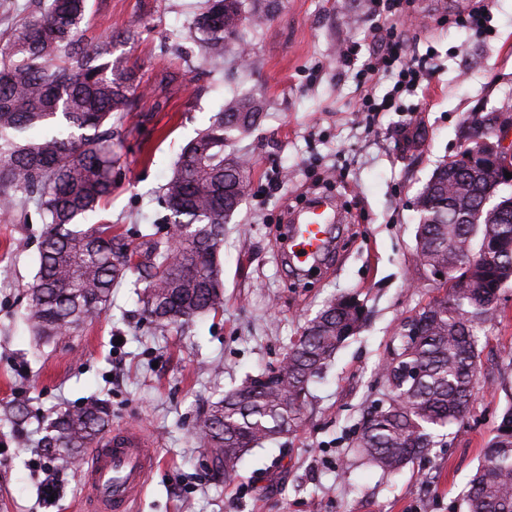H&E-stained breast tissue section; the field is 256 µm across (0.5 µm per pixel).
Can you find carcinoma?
<instances>
[{"mask_svg":"<svg viewBox=\"0 0 512 512\" xmlns=\"http://www.w3.org/2000/svg\"><path fill=\"white\" fill-rule=\"evenodd\" d=\"M253 0H206L193 19L205 63H224V44L248 20L267 19ZM88 0H38L36 9L0 46V210L34 206L45 224L39 269L25 319L38 336H69L98 317L112 301V288L143 272V311L158 325L188 323L224 308L218 257L224 221L241 205L250 160L224 154L232 134L250 132L264 101L236 96L211 124L186 144L162 187L164 222L180 236L173 248L151 242L146 261L88 217L112 192V116L128 112L142 86L108 37L93 47L82 41ZM467 160L443 164L417 191L416 243L420 268L448 263L450 288L415 316L414 336L399 335L381 372L388 399L359 435L360 455L374 469L393 475L432 447L440 429L460 421L480 373L479 334L498 317L501 282L512 281V208L507 219L481 207L493 191L512 204V186L498 189L488 172L473 178ZM497 242L492 261L457 266L487 238ZM358 307L342 296L307 322L303 339L290 346L285 366L246 377L210 405L199 420L200 446L212 449L215 468L231 475L261 442L297 426L309 385L321 377L339 348L364 324ZM417 367L420 376L406 375ZM106 403L93 399L54 413L38 444L52 466L68 471L82 450L109 426ZM468 512H512V407L484 450L466 492Z\"/></svg>","mask_w":512,"mask_h":512,"instance_id":"obj_1","label":"carcinoma"}]
</instances>
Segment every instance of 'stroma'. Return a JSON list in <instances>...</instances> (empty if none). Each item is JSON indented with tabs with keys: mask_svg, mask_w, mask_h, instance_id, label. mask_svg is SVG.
Masks as SVG:
<instances>
[{
	"mask_svg": "<svg viewBox=\"0 0 512 512\" xmlns=\"http://www.w3.org/2000/svg\"><path fill=\"white\" fill-rule=\"evenodd\" d=\"M409 0L412 24H398L410 52L433 51L427 87L402 94L388 112L361 109L360 65L369 57L371 0H279L260 26H246L210 72L194 43L202 0H90L85 41L117 35L146 90L112 120L120 162L95 221L132 246L168 226L158 205L183 146L237 94L264 103L255 129L229 145L252 163L250 186L224 226L219 250L224 310L185 327H159L126 283L81 332L40 344L22 315L38 270L44 226L34 209L0 213V512H86L81 474L61 476L55 499L42 493L41 449L17 443L9 409L26 412L21 430L41 436L47 413L106 401L113 427L137 424L157 460L132 512H465L462 493L512 406V284L501 315L483 336L482 371L463 422L399 474L367 467L356 426L382 399L380 372L402 323L439 291L419 269L418 189L461 150L475 112L512 104V0H483L485 31L462 21L470 7L426 9ZM130 29V37L118 29ZM355 49L356 64H344ZM177 73L166 87L163 73ZM343 216L323 272L297 275L278 237L288 210L318 196ZM355 296L366 320L309 387L293 431L250 450L232 479L212 473L195 437L198 417L248 375L277 367L290 342L323 306Z\"/></svg>",
	"mask_w": 512,
	"mask_h": 512,
	"instance_id": "obj_1",
	"label": "stroma"
}]
</instances>
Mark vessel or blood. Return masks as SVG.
<instances>
[{"instance_id":"1","label":"vessel or blood","mask_w":512,"mask_h":512,"mask_svg":"<svg viewBox=\"0 0 512 512\" xmlns=\"http://www.w3.org/2000/svg\"><path fill=\"white\" fill-rule=\"evenodd\" d=\"M285 253L295 268L313 267L328 252L334 234L331 203L318 200L290 216ZM154 456L152 442L142 431L120 428L93 449L82 470L91 512H130L129 505L144 486Z\"/></svg>"}]
</instances>
